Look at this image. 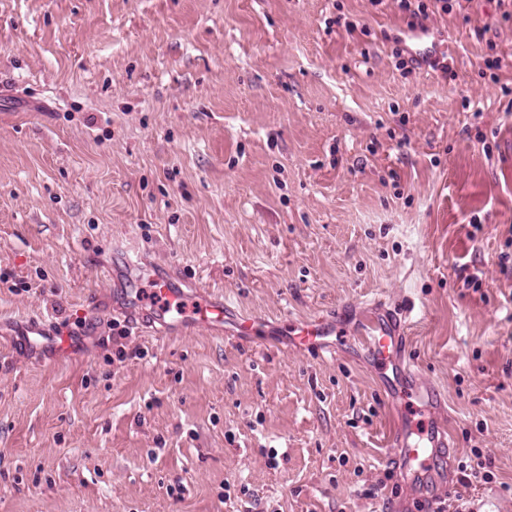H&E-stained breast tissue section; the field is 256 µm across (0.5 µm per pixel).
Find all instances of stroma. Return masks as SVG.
<instances>
[{
    "label": "stroma",
    "mask_w": 512,
    "mask_h": 512,
    "mask_svg": "<svg viewBox=\"0 0 512 512\" xmlns=\"http://www.w3.org/2000/svg\"><path fill=\"white\" fill-rule=\"evenodd\" d=\"M506 10L0 0V512L399 500L380 464L395 417L358 342L322 358L284 340L286 319L355 321L376 300L409 311L441 395L442 512H512ZM126 256L270 333L159 334L123 299ZM56 326L74 354L25 346ZM475 449L487 479L466 486Z\"/></svg>",
    "instance_id": "1"
}]
</instances>
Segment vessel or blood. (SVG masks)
<instances>
[{
  "mask_svg": "<svg viewBox=\"0 0 512 512\" xmlns=\"http://www.w3.org/2000/svg\"><path fill=\"white\" fill-rule=\"evenodd\" d=\"M132 281L150 285L155 304L147 321L166 332L188 323L215 329L232 324L239 336H260L266 323L257 315L233 316L225 302H214L193 284H178L157 265L126 259ZM287 333L294 344L316 352L334 351L342 331L322 316L292 319ZM366 354L384 387L387 406L396 413L387 463L394 466L408 497L448 492L451 481L437 462L447 454L448 430L439 415V394L424 379L408 354L409 321L399 312L369 316L363 323Z\"/></svg>",
  "mask_w": 512,
  "mask_h": 512,
  "instance_id": "obj_1",
  "label": "vessel or blood"
}]
</instances>
